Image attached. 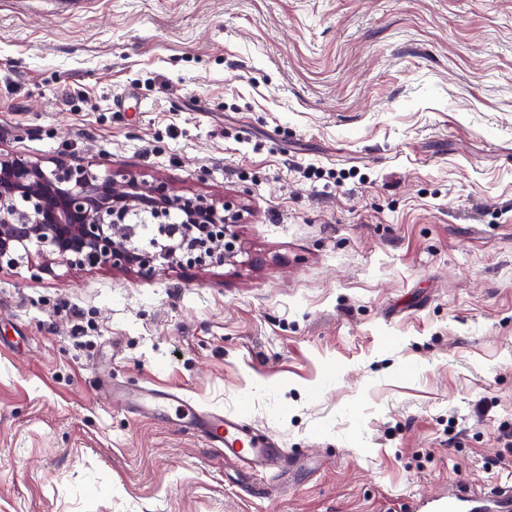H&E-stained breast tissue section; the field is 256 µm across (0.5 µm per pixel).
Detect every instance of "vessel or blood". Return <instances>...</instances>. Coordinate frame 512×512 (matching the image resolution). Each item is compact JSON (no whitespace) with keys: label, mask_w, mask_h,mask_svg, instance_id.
<instances>
[{"label":"vessel or blood","mask_w":512,"mask_h":512,"mask_svg":"<svg viewBox=\"0 0 512 512\" xmlns=\"http://www.w3.org/2000/svg\"><path fill=\"white\" fill-rule=\"evenodd\" d=\"M112 403L133 416L162 418L176 429L195 433L218 456L252 471L283 474L297 464L273 436L241 416L202 409L176 390L123 387L116 390ZM408 512H512V487L493 489L482 497L458 488L413 501Z\"/></svg>","instance_id":"1"}]
</instances>
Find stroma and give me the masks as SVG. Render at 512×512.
Returning a JSON list of instances; mask_svg holds the SVG:
<instances>
[{
  "instance_id": "stroma-1",
  "label": "stroma",
  "mask_w": 512,
  "mask_h": 512,
  "mask_svg": "<svg viewBox=\"0 0 512 512\" xmlns=\"http://www.w3.org/2000/svg\"><path fill=\"white\" fill-rule=\"evenodd\" d=\"M0 153L237 212L231 262L0 268V512H403L512 484V0H0ZM243 416L274 482L112 406Z\"/></svg>"
}]
</instances>
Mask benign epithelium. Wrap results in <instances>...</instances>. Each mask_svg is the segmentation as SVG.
I'll return each mask as SVG.
<instances>
[{"label": "benign epithelium", "instance_id": "7a95c632", "mask_svg": "<svg viewBox=\"0 0 512 512\" xmlns=\"http://www.w3.org/2000/svg\"><path fill=\"white\" fill-rule=\"evenodd\" d=\"M176 208L184 214V244L163 252L129 247L124 227L132 212L148 211L155 219ZM228 222L224 209L200 197L179 195L166 181L143 182L116 168L101 176L65 156L44 161L0 156V267L14 263L19 245L36 240L49 254L72 267L107 265L152 273L173 262L200 265L214 256L196 230L205 229L213 243L232 258L224 242Z\"/></svg>", "mask_w": 512, "mask_h": 512}]
</instances>
